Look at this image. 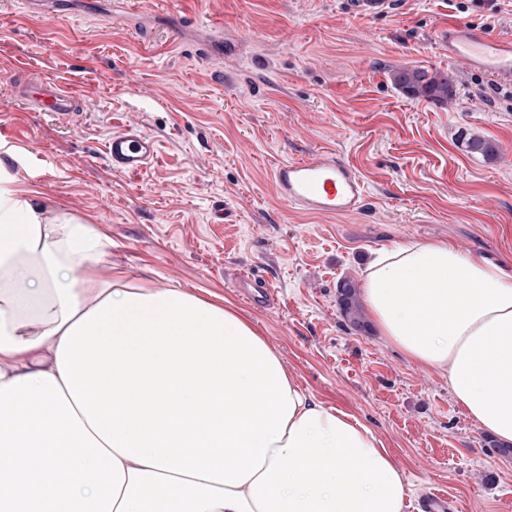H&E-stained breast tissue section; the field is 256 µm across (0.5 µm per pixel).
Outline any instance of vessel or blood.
Returning <instances> with one entry per match:
<instances>
[{
	"mask_svg": "<svg viewBox=\"0 0 512 512\" xmlns=\"http://www.w3.org/2000/svg\"><path fill=\"white\" fill-rule=\"evenodd\" d=\"M448 60L493 81L512 83V41L493 39L456 24L448 29ZM21 97L35 111L51 113L63 122L88 107L87 94L34 68L23 72ZM105 149L114 171L137 175L155 160L158 143L141 125L129 123L112 133ZM272 183L283 202L313 215H351L363 210L367 203L363 178L330 149L304 159L278 162L272 169ZM234 285L251 304L273 306V288L253 287L247 276L236 278Z\"/></svg>",
	"mask_w": 512,
	"mask_h": 512,
	"instance_id": "1",
	"label": "vessel or blood"
}]
</instances>
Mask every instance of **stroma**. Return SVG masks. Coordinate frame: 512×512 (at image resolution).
<instances>
[{
  "instance_id": "1",
  "label": "stroma",
  "mask_w": 512,
  "mask_h": 512,
  "mask_svg": "<svg viewBox=\"0 0 512 512\" xmlns=\"http://www.w3.org/2000/svg\"><path fill=\"white\" fill-rule=\"evenodd\" d=\"M512 39V0H0V67H35L88 93L56 122L0 81V168L55 221L107 235L103 274L231 303L317 401L380 439L410 501L447 491L455 512H512V452L460 410L447 376L410 363L375 326L356 330L338 284L364 285L378 251L444 241L512 268V100L448 62V27ZM449 71L448 106L405 97L396 68ZM135 121L156 137L145 173L105 145ZM478 136L495 157L468 151ZM332 149L364 177L359 214L302 213L274 193L275 162ZM224 203V221L210 211ZM266 280L277 303L232 282ZM253 282L256 284L257 280L255 278L252 280L249 276H241L234 280V286L236 291L251 304L262 308L273 306L275 301L273 288L262 282H260L262 285L256 288L252 286Z\"/></svg>"
}]
</instances>
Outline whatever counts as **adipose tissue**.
<instances>
[{
    "label": "adipose tissue",
    "instance_id": "1",
    "mask_svg": "<svg viewBox=\"0 0 512 512\" xmlns=\"http://www.w3.org/2000/svg\"><path fill=\"white\" fill-rule=\"evenodd\" d=\"M11 182L0 173V512H406L383 443L306 393L231 305L102 275L110 239ZM363 299L512 445V272L396 242Z\"/></svg>",
    "mask_w": 512,
    "mask_h": 512
}]
</instances>
